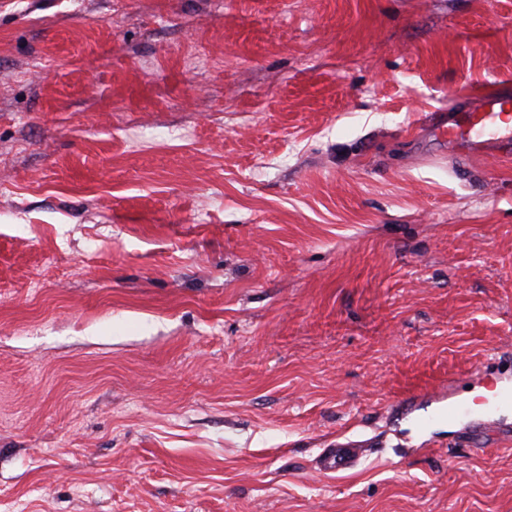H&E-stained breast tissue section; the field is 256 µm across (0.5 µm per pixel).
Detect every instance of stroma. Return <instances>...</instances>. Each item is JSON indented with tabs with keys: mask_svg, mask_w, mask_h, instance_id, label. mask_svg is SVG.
<instances>
[{
	"mask_svg": "<svg viewBox=\"0 0 512 512\" xmlns=\"http://www.w3.org/2000/svg\"><path fill=\"white\" fill-rule=\"evenodd\" d=\"M512 0H0V512H512ZM369 440L357 469L320 449ZM509 99L498 91L482 95L478 101L456 111L437 112L432 132L464 153L487 157L512 154V127L502 129ZM476 131V135H471Z\"/></svg>",
	"mask_w": 512,
	"mask_h": 512,
	"instance_id": "stroma-1",
	"label": "stroma"
}]
</instances>
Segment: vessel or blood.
Here are the masks:
<instances>
[{
  "instance_id": "1",
  "label": "vessel or blood",
  "mask_w": 512,
  "mask_h": 512,
  "mask_svg": "<svg viewBox=\"0 0 512 512\" xmlns=\"http://www.w3.org/2000/svg\"><path fill=\"white\" fill-rule=\"evenodd\" d=\"M512 100L498 91L482 95L470 106L448 113H435L433 133L464 153L487 157L512 154V127H504L505 110ZM366 450L352 441L336 442L321 449L316 466L322 473H342L355 469Z\"/></svg>"
}]
</instances>
